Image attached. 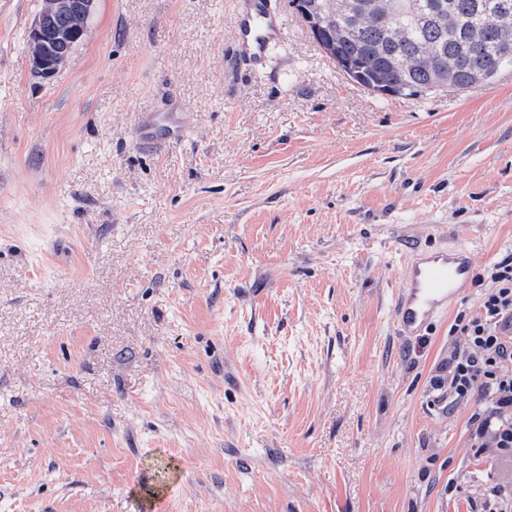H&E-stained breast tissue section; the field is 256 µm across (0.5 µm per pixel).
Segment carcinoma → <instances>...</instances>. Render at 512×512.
<instances>
[{"label":"carcinoma","instance_id":"carcinoma-1","mask_svg":"<svg viewBox=\"0 0 512 512\" xmlns=\"http://www.w3.org/2000/svg\"><path fill=\"white\" fill-rule=\"evenodd\" d=\"M291 0L299 17L333 15L321 38L334 44L345 74L364 90L422 97L435 85L464 92L512 68V0H445L442 19L429 16L432 0Z\"/></svg>","mask_w":512,"mask_h":512}]
</instances>
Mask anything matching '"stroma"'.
<instances>
[{
    "mask_svg": "<svg viewBox=\"0 0 512 512\" xmlns=\"http://www.w3.org/2000/svg\"><path fill=\"white\" fill-rule=\"evenodd\" d=\"M260 69L235 0H96L50 80L0 0V512H484L512 463L448 396L512 249V70L379 97L290 0ZM175 98L182 141L141 144ZM474 273L423 336L414 252Z\"/></svg>",
    "mask_w": 512,
    "mask_h": 512,
    "instance_id": "1",
    "label": "stroma"
}]
</instances>
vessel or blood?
<instances>
[{
    "instance_id": "1",
    "label": "vessel or blood",
    "mask_w": 512,
    "mask_h": 512,
    "mask_svg": "<svg viewBox=\"0 0 512 512\" xmlns=\"http://www.w3.org/2000/svg\"><path fill=\"white\" fill-rule=\"evenodd\" d=\"M283 29L274 0H237L235 45L241 56L262 60L272 45L282 42ZM182 133V115L173 111L142 114L136 127L138 140L145 144L172 143ZM472 271V254L464 248L414 255L393 314L401 335H421L464 293Z\"/></svg>"
}]
</instances>
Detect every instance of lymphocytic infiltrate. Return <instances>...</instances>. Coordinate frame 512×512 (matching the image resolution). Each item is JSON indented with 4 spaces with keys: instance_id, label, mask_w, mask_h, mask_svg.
I'll return each mask as SVG.
<instances>
[{
    "instance_id": "obj_1",
    "label": "lymphocytic infiltrate",
    "mask_w": 512,
    "mask_h": 512,
    "mask_svg": "<svg viewBox=\"0 0 512 512\" xmlns=\"http://www.w3.org/2000/svg\"><path fill=\"white\" fill-rule=\"evenodd\" d=\"M489 278L492 286L478 313L456 317L468 347L448 356V392L461 400L482 387L490 408L474 414L476 432L512 461V250L493 265Z\"/></svg>"
}]
</instances>
